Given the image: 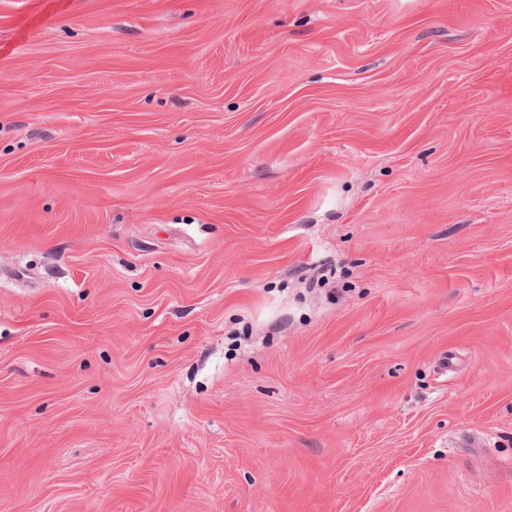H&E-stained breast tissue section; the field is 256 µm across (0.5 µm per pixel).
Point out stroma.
<instances>
[{
  "mask_svg": "<svg viewBox=\"0 0 512 512\" xmlns=\"http://www.w3.org/2000/svg\"><path fill=\"white\" fill-rule=\"evenodd\" d=\"M0 512H512V0H0Z\"/></svg>",
  "mask_w": 512,
  "mask_h": 512,
  "instance_id": "obj_1",
  "label": "stroma"
}]
</instances>
